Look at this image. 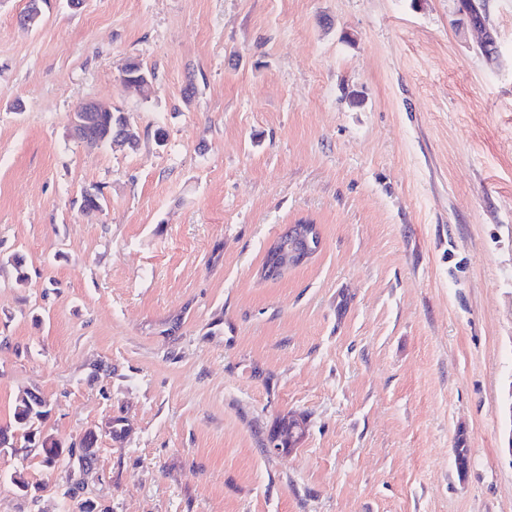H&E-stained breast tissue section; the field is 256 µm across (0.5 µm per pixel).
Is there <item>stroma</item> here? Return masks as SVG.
<instances>
[{"mask_svg": "<svg viewBox=\"0 0 512 512\" xmlns=\"http://www.w3.org/2000/svg\"><path fill=\"white\" fill-rule=\"evenodd\" d=\"M26 5L0 0V426L32 390L43 434H129L84 472L0 450V512H512V0H483L492 62L459 0ZM91 99L136 150L72 138ZM291 224L317 254L262 279ZM304 423L305 419L302 417H300L299 420L296 418L293 419V417H282L270 428L267 435L263 438L262 447L266 452L273 451L275 454L282 452V448H289V445L295 440L294 438L298 436L301 431V425ZM275 439L277 443L275 448H272L270 445Z\"/></svg>", "mask_w": 512, "mask_h": 512, "instance_id": "1", "label": "stroma"}]
</instances>
